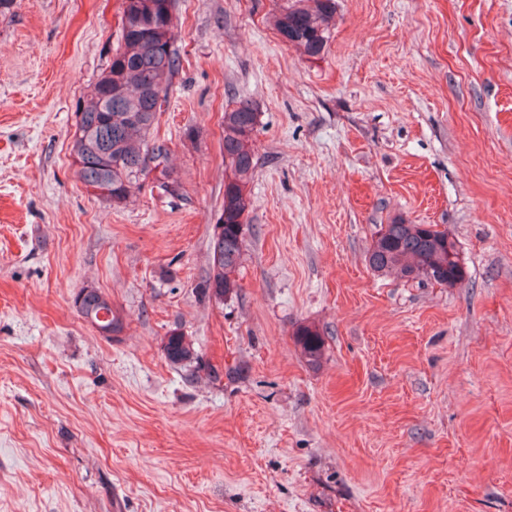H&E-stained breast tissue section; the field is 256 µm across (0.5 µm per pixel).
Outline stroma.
<instances>
[{"label": "stroma", "mask_w": 512, "mask_h": 512, "mask_svg": "<svg viewBox=\"0 0 512 512\" xmlns=\"http://www.w3.org/2000/svg\"><path fill=\"white\" fill-rule=\"evenodd\" d=\"M278 5L175 0L157 133L178 192L149 178L123 207L71 155L121 0L0 15V512H512V0H337L317 58ZM243 98L256 168L218 301L200 286ZM398 219L446 229L462 281L372 271ZM85 288L121 335L78 314ZM175 328L200 377L166 360ZM85 289L81 290L76 297L74 298V304L77 308L78 313L86 320V316H89V314H93V318L97 320V316L100 312H104V314H110L111 319L105 323V325L110 326H102V324L97 323L96 321H93L91 325L97 330V332L108 338L112 339V336H118V333H112L113 331L122 332L124 329V324L122 317L117 314L115 310H112V302L110 299L102 292L98 291L99 293H90L86 295L88 292L91 291V289L86 290L83 295L81 296L82 292ZM86 295V296H85ZM81 296V297H80ZM85 296V297H84ZM80 297V298H79ZM84 297V299H83ZM79 298V302H78ZM83 299V302H82ZM78 302V304H77ZM82 302V304H81ZM81 308H78L77 306H80ZM296 344L306 362L318 366L323 356L324 338L319 329L312 325H301L295 331Z\"/></svg>", "instance_id": "35a3bbf8"}]
</instances>
